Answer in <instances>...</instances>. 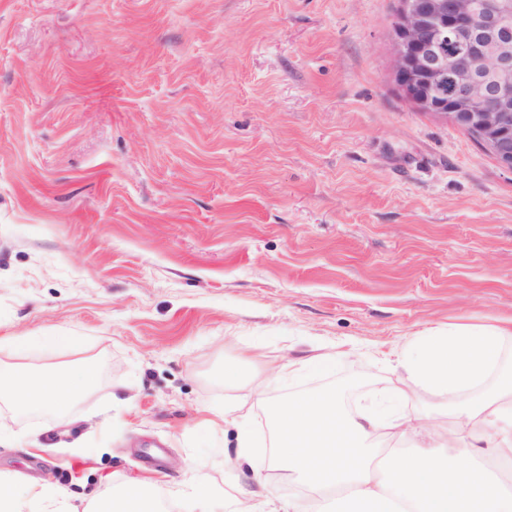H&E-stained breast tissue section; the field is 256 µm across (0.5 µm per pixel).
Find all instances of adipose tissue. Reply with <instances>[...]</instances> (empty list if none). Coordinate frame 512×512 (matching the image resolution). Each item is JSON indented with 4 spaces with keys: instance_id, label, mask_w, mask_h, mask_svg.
<instances>
[{
    "instance_id": "ef3b65f1",
    "label": "adipose tissue",
    "mask_w": 512,
    "mask_h": 512,
    "mask_svg": "<svg viewBox=\"0 0 512 512\" xmlns=\"http://www.w3.org/2000/svg\"><path fill=\"white\" fill-rule=\"evenodd\" d=\"M512 319L429 330L397 354L390 399L400 412L352 413L333 388L269 401L271 467L285 468L315 512H512V479L491 468L512 460V376L504 363ZM97 383L92 365L55 372L0 364V397L15 410L66 416ZM446 399L453 419L440 435L430 413L414 409L418 391ZM0 512H69L66 490L30 483Z\"/></svg>"
}]
</instances>
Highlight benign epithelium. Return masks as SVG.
Returning <instances> with one entry per match:
<instances>
[{
	"mask_svg": "<svg viewBox=\"0 0 512 512\" xmlns=\"http://www.w3.org/2000/svg\"><path fill=\"white\" fill-rule=\"evenodd\" d=\"M392 41L403 96L512 169V17L500 0H397Z\"/></svg>",
	"mask_w": 512,
	"mask_h": 512,
	"instance_id": "obj_1",
	"label": "benign epithelium"
}]
</instances>
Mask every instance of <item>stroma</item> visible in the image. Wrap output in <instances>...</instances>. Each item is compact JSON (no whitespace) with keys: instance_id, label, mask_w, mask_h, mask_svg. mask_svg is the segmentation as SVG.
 <instances>
[{"instance_id":"35a3bbf8","label":"stroma","mask_w":512,"mask_h":512,"mask_svg":"<svg viewBox=\"0 0 512 512\" xmlns=\"http://www.w3.org/2000/svg\"><path fill=\"white\" fill-rule=\"evenodd\" d=\"M395 0H0V362H96L65 420L8 412L0 474L91 493L194 484L287 501L225 463L214 414L325 386L367 410L430 328L512 318V170L393 81ZM51 333L76 346L16 349ZM254 376L255 370L251 366V360L248 357L241 356L237 361L224 366V382L226 385H235L253 380Z\"/></svg>"}]
</instances>
